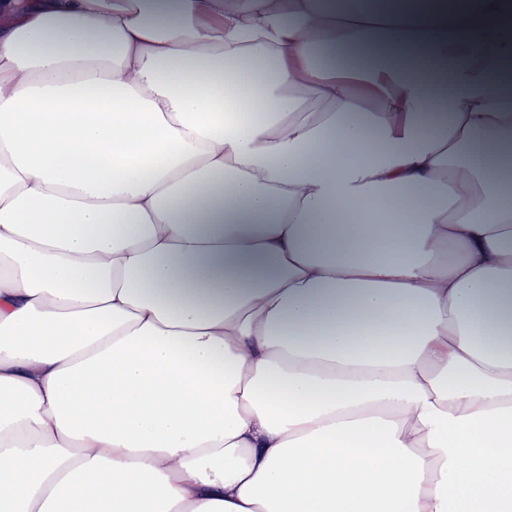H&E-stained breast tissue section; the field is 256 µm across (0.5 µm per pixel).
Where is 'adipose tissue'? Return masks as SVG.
Segmentation results:
<instances>
[{"instance_id":"ef3b65f1","label":"adipose tissue","mask_w":512,"mask_h":512,"mask_svg":"<svg viewBox=\"0 0 512 512\" xmlns=\"http://www.w3.org/2000/svg\"><path fill=\"white\" fill-rule=\"evenodd\" d=\"M0 512H512V0H0Z\"/></svg>"}]
</instances>
